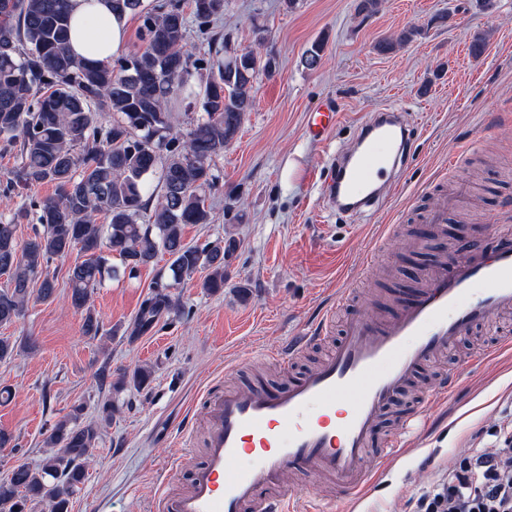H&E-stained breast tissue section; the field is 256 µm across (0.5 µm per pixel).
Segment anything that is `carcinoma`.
I'll use <instances>...</instances> for the list:
<instances>
[{"mask_svg": "<svg viewBox=\"0 0 512 512\" xmlns=\"http://www.w3.org/2000/svg\"><path fill=\"white\" fill-rule=\"evenodd\" d=\"M226 4L192 0V16L206 27ZM112 9L139 17L143 46L105 64L71 53L68 0H0V139L19 147L15 184L56 187L55 196L31 202L43 230L21 242L16 225L0 224V273L8 276L0 289V327L24 316L33 283H39L38 299H52L56 283L45 275L49 263L77 250L82 260L69 270L67 299L82 316L84 335H105L91 298L106 274L117 273L104 255L106 243L131 274L169 256L172 282H155L126 329L131 340L179 311L170 288L182 280L202 272L201 288L224 291L236 240L191 245L184 228L211 223L204 194L218 180L211 161L237 137L253 107L254 83L261 73H276V59L253 49L229 54L228 40L218 32L209 39L208 57L192 58L180 0H155L149 8L142 0H112ZM420 34L419 28L404 29L381 40L378 49L394 51ZM323 47L319 40L305 51L308 69L320 66ZM195 96L204 115L182 133L173 107ZM99 112L111 114L109 124L97 122ZM100 214L106 223L97 222ZM25 347L0 336V360ZM153 374L149 364L115 377L105 365L97 372L115 393L143 389ZM114 414L110 399L89 421L84 405H73L52 428L38 465L19 464L0 481V512H29L35 503L69 512L70 497L84 483Z\"/></svg>", "mask_w": 512, "mask_h": 512, "instance_id": "cac0c4a2", "label": "carcinoma"}]
</instances>
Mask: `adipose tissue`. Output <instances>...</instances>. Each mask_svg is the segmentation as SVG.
<instances>
[{
    "mask_svg": "<svg viewBox=\"0 0 512 512\" xmlns=\"http://www.w3.org/2000/svg\"><path fill=\"white\" fill-rule=\"evenodd\" d=\"M70 49L80 58L108 62L128 38V13H117L109 0H69Z\"/></svg>",
    "mask_w": 512,
    "mask_h": 512,
    "instance_id": "ef3b65f1",
    "label": "adipose tissue"
}]
</instances>
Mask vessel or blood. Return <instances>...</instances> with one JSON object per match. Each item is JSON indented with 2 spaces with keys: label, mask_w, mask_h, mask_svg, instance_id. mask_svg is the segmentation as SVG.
<instances>
[{
  "label": "vessel or blood",
  "mask_w": 512,
  "mask_h": 512,
  "mask_svg": "<svg viewBox=\"0 0 512 512\" xmlns=\"http://www.w3.org/2000/svg\"><path fill=\"white\" fill-rule=\"evenodd\" d=\"M407 127L404 113L392 107L367 121L354 147L331 157L338 172L323 184L324 199L347 213L374 208L376 188L395 178ZM465 236L423 272L421 288L390 316H351L315 369L281 388L256 384L211 396L203 415L205 459L186 490L160 494L155 512H322L314 499L300 506L299 495L283 485L291 468L331 481L347 505L360 502L370 488L374 430L416 369L494 316L512 314V231L492 224L483 235L469 229ZM351 298L350 289H337L333 306L291 337L276 361L319 342ZM511 351L512 336H500L442 379L429 404L445 402L475 367Z\"/></svg>",
  "instance_id": "b4317fda"
}]
</instances>
